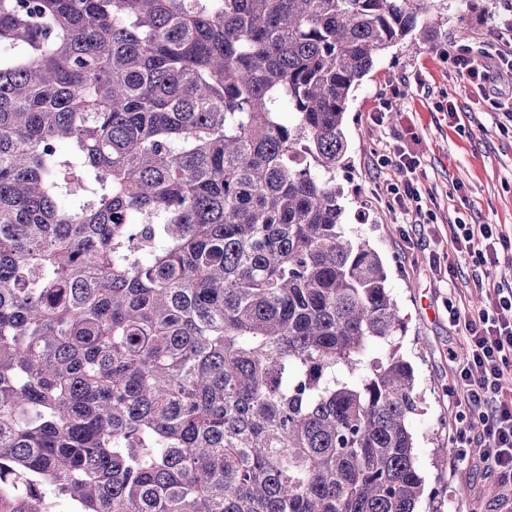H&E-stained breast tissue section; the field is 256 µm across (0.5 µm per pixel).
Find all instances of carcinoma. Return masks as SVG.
I'll use <instances>...</instances> for the list:
<instances>
[{
	"instance_id": "cac0c4a2",
	"label": "carcinoma",
	"mask_w": 512,
	"mask_h": 512,
	"mask_svg": "<svg viewBox=\"0 0 512 512\" xmlns=\"http://www.w3.org/2000/svg\"><path fill=\"white\" fill-rule=\"evenodd\" d=\"M433 0H0V490L23 512H417L342 223L355 82Z\"/></svg>"
}]
</instances>
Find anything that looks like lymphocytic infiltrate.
<instances>
[{
  "instance_id": "f902f5d3",
  "label": "lymphocytic infiltrate",
  "mask_w": 512,
  "mask_h": 512,
  "mask_svg": "<svg viewBox=\"0 0 512 512\" xmlns=\"http://www.w3.org/2000/svg\"><path fill=\"white\" fill-rule=\"evenodd\" d=\"M452 250L473 257L476 265L494 266L499 252L512 250V238L495 224H452ZM449 320L458 328L466 352L458 361L465 414L479 417L484 435L478 457L504 482L512 481V387L505 372L512 370V284L489 285L479 308L449 305Z\"/></svg>"
}]
</instances>
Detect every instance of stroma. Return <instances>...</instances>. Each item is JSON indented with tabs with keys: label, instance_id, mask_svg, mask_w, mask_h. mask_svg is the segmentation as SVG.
I'll use <instances>...</instances> for the list:
<instances>
[{
	"label": "stroma",
	"instance_id": "1",
	"mask_svg": "<svg viewBox=\"0 0 512 512\" xmlns=\"http://www.w3.org/2000/svg\"><path fill=\"white\" fill-rule=\"evenodd\" d=\"M509 9L512 0H435L437 29L417 36L419 52L403 42L382 53L356 83L344 119L349 164L336 173L344 190L342 221L369 240L387 268L407 320L401 352L424 401L423 414L413 421L417 466L425 479L419 512H467L470 498L482 512H512V489L479 464L477 449L454 444L459 381L453 354L463 339L448 321L451 288H458L464 304L479 306L485 284L512 282V254H502L489 269L455 256L450 282L429 268L430 256L448 247L449 225L497 224L512 237V129L501 126L503 111L512 110V80L484 55ZM460 48L483 60L496 96L456 78L444 54ZM384 99L391 100L392 115L379 123L374 112ZM450 106L455 116H448ZM403 143L421 161L415 175L421 199L404 200L394 210L386 187L403 176L380 157L386 147ZM441 444L448 448L443 470L434 456Z\"/></svg>",
	"mask_w": 512,
	"mask_h": 512
}]
</instances>
